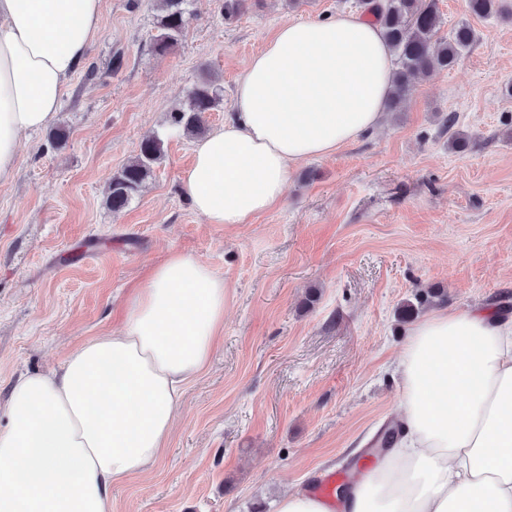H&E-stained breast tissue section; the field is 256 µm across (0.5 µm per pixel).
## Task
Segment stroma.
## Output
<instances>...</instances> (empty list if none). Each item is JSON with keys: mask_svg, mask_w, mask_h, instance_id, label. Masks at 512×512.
I'll return each instance as SVG.
<instances>
[{"mask_svg": "<svg viewBox=\"0 0 512 512\" xmlns=\"http://www.w3.org/2000/svg\"><path fill=\"white\" fill-rule=\"evenodd\" d=\"M438 6L444 29L466 21L479 35L454 67L415 78L371 134L303 163L275 207L224 226L179 191L188 137L167 140L127 208L108 207L106 189L195 84L221 87L206 116L220 125L279 25L354 12L357 0H247L231 20L217 0H197L163 56L150 50L154 0H105L56 116L66 143L31 134L0 184V405L20 373L121 331L131 295L170 253L208 264L229 289L224 329L161 456L113 486L112 512H273L326 471L353 474L399 418L392 368L413 324L402 306L436 290V311L512 314V20L477 17L467 0ZM450 113L464 150L441 126Z\"/></svg>", "mask_w": 512, "mask_h": 512, "instance_id": "35a3bbf8", "label": "stroma"}]
</instances>
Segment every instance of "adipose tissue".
<instances>
[{
    "label": "adipose tissue",
    "mask_w": 512,
    "mask_h": 512,
    "mask_svg": "<svg viewBox=\"0 0 512 512\" xmlns=\"http://www.w3.org/2000/svg\"><path fill=\"white\" fill-rule=\"evenodd\" d=\"M104 0H0V182L20 142L53 124L100 33ZM394 58L380 28L340 13L279 26L198 138L181 193L206 223H249L302 162L379 127ZM227 286L172 253L132 295L121 333L60 370L28 372L0 412V512H112V487L149 470L185 384L224 326ZM400 436L344 494L346 512H512V316L485 306L416 321L397 362Z\"/></svg>",
    "instance_id": "obj_1"
}]
</instances>
